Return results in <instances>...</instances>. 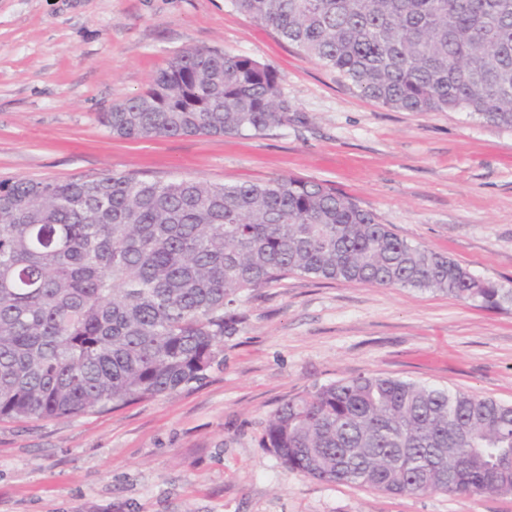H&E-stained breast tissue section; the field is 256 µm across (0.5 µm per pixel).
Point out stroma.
<instances>
[{"label":"stroma","instance_id":"1","mask_svg":"<svg viewBox=\"0 0 512 512\" xmlns=\"http://www.w3.org/2000/svg\"><path fill=\"white\" fill-rule=\"evenodd\" d=\"M273 65L295 110L250 136L126 140L99 115L189 48ZM328 183L400 237L512 288V127L403 112L348 87L231 0H0V179L103 174ZM224 360L176 394L0 421V512H512V494L389 495L262 448L288 397L358 374L512 404V307L299 275L244 294Z\"/></svg>","mask_w":512,"mask_h":512}]
</instances>
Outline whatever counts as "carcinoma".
I'll use <instances>...</instances> for the list:
<instances>
[{"label":"carcinoma","instance_id":"cac0c4a2","mask_svg":"<svg viewBox=\"0 0 512 512\" xmlns=\"http://www.w3.org/2000/svg\"><path fill=\"white\" fill-rule=\"evenodd\" d=\"M349 87L405 112L512 127V0H232ZM295 113L267 63L210 48L112 105L114 137L260 134ZM290 274L512 304L350 196L294 176L0 179V421L55 420L204 379L243 293ZM264 447L291 472L387 494H512V405L360 374L285 401Z\"/></svg>","mask_w":512,"mask_h":512}]
</instances>
